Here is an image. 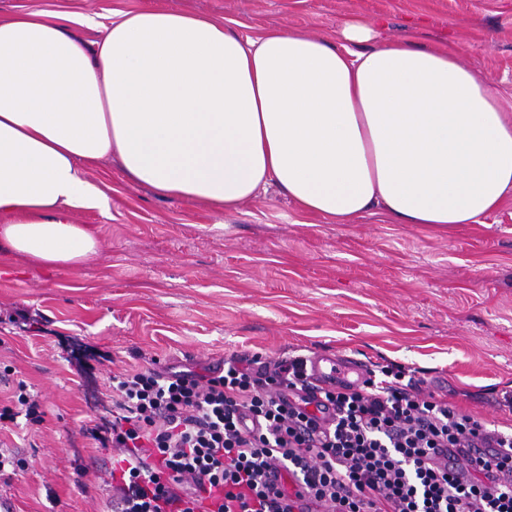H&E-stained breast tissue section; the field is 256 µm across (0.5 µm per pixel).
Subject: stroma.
<instances>
[{
    "label": "stroma",
    "mask_w": 512,
    "mask_h": 512,
    "mask_svg": "<svg viewBox=\"0 0 512 512\" xmlns=\"http://www.w3.org/2000/svg\"><path fill=\"white\" fill-rule=\"evenodd\" d=\"M142 7L245 35L282 27L333 42L359 20L381 41L452 40L512 113V0H0V15H72L90 43L114 13ZM86 174L108 206L72 219L96 227V256L45 269L0 254V402L22 381L43 414L0 433L29 463L0 476L10 512H104L113 451L89 430L112 416V371L143 355L198 372L230 355L390 362L489 428L512 429V195L484 223L447 231L381 213L339 224L273 190L221 212L157 198L112 160ZM73 344L112 359L68 361Z\"/></svg>",
    "instance_id": "1"
}]
</instances>
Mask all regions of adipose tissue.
Returning <instances> with one entry per match:
<instances>
[{
    "mask_svg": "<svg viewBox=\"0 0 512 512\" xmlns=\"http://www.w3.org/2000/svg\"><path fill=\"white\" fill-rule=\"evenodd\" d=\"M242 36L191 13L119 12L93 46L59 16L0 17V253L74 269L96 253L72 210L107 206L86 177L116 160L161 198L229 211L276 187L343 223L479 224L512 194V119L455 46L367 52Z\"/></svg>",
    "mask_w": 512,
    "mask_h": 512,
    "instance_id": "adipose-tissue-1",
    "label": "adipose tissue"
}]
</instances>
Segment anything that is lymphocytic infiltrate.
Wrapping results in <instances>:
<instances>
[{"mask_svg":"<svg viewBox=\"0 0 512 512\" xmlns=\"http://www.w3.org/2000/svg\"><path fill=\"white\" fill-rule=\"evenodd\" d=\"M306 360L224 361L203 375L143 366L112 375V419L94 440L118 448L111 512H512V432L488 429L377 366L362 385L307 408ZM440 448H493L496 471L460 477ZM280 468L290 487L270 490Z\"/></svg>","mask_w":512,"mask_h":512,"instance_id":"1","label":"lymphocytic infiltrate"}]
</instances>
